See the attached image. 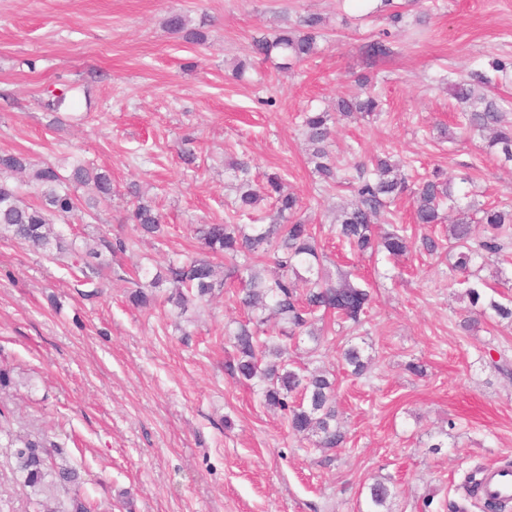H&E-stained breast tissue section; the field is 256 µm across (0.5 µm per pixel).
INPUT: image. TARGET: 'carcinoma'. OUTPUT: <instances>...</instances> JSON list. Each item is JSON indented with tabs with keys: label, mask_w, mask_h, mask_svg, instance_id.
<instances>
[{
	"label": "carcinoma",
	"mask_w": 512,
	"mask_h": 512,
	"mask_svg": "<svg viewBox=\"0 0 512 512\" xmlns=\"http://www.w3.org/2000/svg\"><path fill=\"white\" fill-rule=\"evenodd\" d=\"M189 20L182 14H172L166 27L173 33H186L197 43L206 41L200 31L188 29ZM323 20L309 14L297 24L280 28L273 36L253 38L252 53L265 60L277 58L280 68L289 69L318 51V38ZM369 58L384 56L389 47L384 39H373L362 46ZM491 79L482 71L448 86L450 95L462 105V125L480 134H489L487 147L498 151L504 160L512 161V122L507 120L501 101L490 90ZM382 112L381 101L372 95L337 101L336 111H313L302 115L304 137L311 148L313 173L329 187L342 184L341 168L330 151L332 126L339 120H359ZM231 177L236 181L238 209L248 210L268 200L276 210V222L254 224L245 231L239 224H200L195 230L199 253L187 255L169 263L165 280L173 292L169 297L184 309L191 302L209 301L224 289L227 278L238 281L236 301L247 312V319L230 333L234 357L226 365L233 377L251 383L262 403L282 413L288 432L296 437L315 438L314 445L327 452L342 447L346 432L338 422L336 384L332 374L296 365L288 358V342L308 339L317 351L330 319L361 323L373 301L372 292L352 279L353 273L339 269L330 275L324 268V255L313 225L298 217L299 197L285 190L284 179L275 172L255 185L249 178L250 165L235 159L229 163ZM354 201L336 214L330 232L346 243L356 254L364 256L384 250L393 258L404 257L412 244L407 228L394 226L377 236L373 224L382 211L408 189L407 178L399 165L390 158L377 157L367 164H354ZM92 187L94 194L78 195L82 187ZM37 193L38 202L24 200V188ZM133 198L126 221L152 237L160 236L162 216L152 200L135 187H129ZM469 197H458L452 181L441 170L420 182L413 189L414 223H442L441 208L458 213L448 224V252L452 254L448 285L464 290L473 316L463 321L465 331L478 324V318L492 311L501 320L512 323V305L494 298L482 300L484 281L471 279V268L478 260L500 254L505 249L502 234L512 224V205L477 206ZM112 199V177L106 170L81 162L71 165L68 172L56 164L36 165L22 152L0 153V237L23 242L37 250H56L62 254L71 250L55 225L79 207L87 212ZM481 213L479 223L486 234L479 240L472 235L470 211ZM224 256L229 263L228 276L221 275L220 266L210 257ZM279 324L277 335L264 329L269 317ZM322 327H316V324ZM341 359L352 374L363 375L371 358L364 357L358 345L347 341L340 347ZM8 438L13 448L16 470L37 505L36 512H95L94 504L77 494L64 507L57 500V487L74 484L79 475L75 468L57 462L62 449L27 436L12 434L9 421L0 410V436ZM392 492L381 479L368 486L367 512H391Z\"/></svg>",
	"instance_id": "obj_1"
}]
</instances>
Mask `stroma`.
Returning <instances> with one entry per match:
<instances>
[{"label":"stroma","mask_w":512,"mask_h":512,"mask_svg":"<svg viewBox=\"0 0 512 512\" xmlns=\"http://www.w3.org/2000/svg\"><path fill=\"white\" fill-rule=\"evenodd\" d=\"M174 12L207 42L168 31ZM312 13L325 19L315 56L286 72L251 56L254 37ZM383 32L389 54L367 58L363 44ZM495 59L512 64V0H392L379 13L354 0H0V152L109 171L111 203L69 219L74 248L127 244L102 252V273L82 275L70 258L0 238V364L14 379L0 406L12 431L59 444L100 512H365L377 478L393 512H419L427 498L430 512H455L466 472L512 463V326L486 317L461 329L469 303L448 284L444 248L359 259L325 240L327 266L354 271L374 296L361 325L336 326L315 352L290 348L337 379L347 443L328 463L225 371L224 328L243 318L236 281L184 312L167 283L150 308L126 296L138 268L165 271L195 252L196 225L232 216L229 159L251 158L257 181L279 172L303 218L329 225L352 193L318 182L301 121L341 96L384 103L378 117L336 123L341 163L387 154L409 181L439 167L460 192L471 175L480 203L512 205V164L457 129L448 91ZM64 86L72 106L43 108L45 89ZM134 184L164 217L159 238L124 221ZM348 341L372 358L362 377L339 360ZM34 510L1 440L0 512Z\"/></svg>","instance_id":"stroma-1"}]
</instances>
